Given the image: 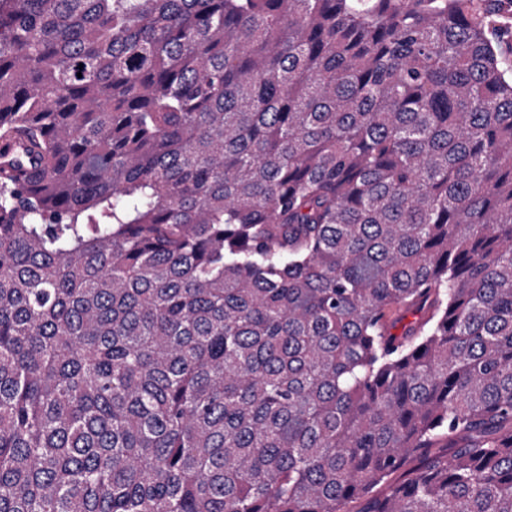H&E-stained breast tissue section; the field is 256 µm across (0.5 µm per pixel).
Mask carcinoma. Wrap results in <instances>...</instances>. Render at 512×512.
<instances>
[{"label": "carcinoma", "mask_w": 512, "mask_h": 512, "mask_svg": "<svg viewBox=\"0 0 512 512\" xmlns=\"http://www.w3.org/2000/svg\"><path fill=\"white\" fill-rule=\"evenodd\" d=\"M16 145L0 512H512V0H0Z\"/></svg>", "instance_id": "cac0c4a2"}]
</instances>
